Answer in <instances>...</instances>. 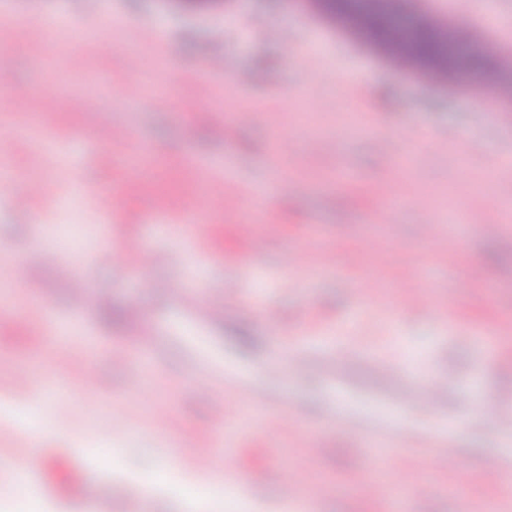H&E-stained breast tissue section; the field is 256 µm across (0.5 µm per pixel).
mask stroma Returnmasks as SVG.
<instances>
[{
	"label": "stroma",
	"instance_id": "obj_1",
	"mask_svg": "<svg viewBox=\"0 0 512 512\" xmlns=\"http://www.w3.org/2000/svg\"><path fill=\"white\" fill-rule=\"evenodd\" d=\"M440 3L449 22H469L470 52L500 58L493 75L431 77L309 0H0V70L12 77L0 85V512L33 490L65 512L91 496L122 512L138 478L166 458L189 465L213 434L253 490L247 512H273L288 470L313 512H512V444L481 406L512 391V0ZM52 42L65 49L54 66ZM20 88L31 93L22 104ZM240 112L257 118L237 123ZM404 154L412 166H398ZM381 180L405 206L369 194ZM86 183L117 198L111 213L91 208ZM489 195L497 236L480 233L476 214L445 225ZM241 224L259 244L249 263ZM426 224L441 226L458 265L425 244ZM130 244L157 261L128 268ZM325 252L334 263H319ZM471 265L481 279L457 289ZM66 268L92 289L87 312L71 307ZM411 276L424 302L402 315ZM174 281L187 303L169 293ZM232 283L223 320H200L195 306ZM134 303L142 322L127 315ZM172 318L182 335H166ZM139 342L151 351L114 361ZM340 349L351 353L342 364ZM296 352L309 366L294 376ZM389 359L420 378L451 372L443 413L404 419L454 440L466 481L437 467L433 449L377 439L397 401L382 378ZM236 382L259 397L238 405ZM218 390L232 406L221 418ZM34 401L45 418L36 443L13 419ZM273 401L302 406L292 430L275 426ZM23 453L37 461L26 484L14 473ZM498 455L510 463L491 486L482 466Z\"/></svg>",
	"mask_w": 512,
	"mask_h": 512
}]
</instances>
